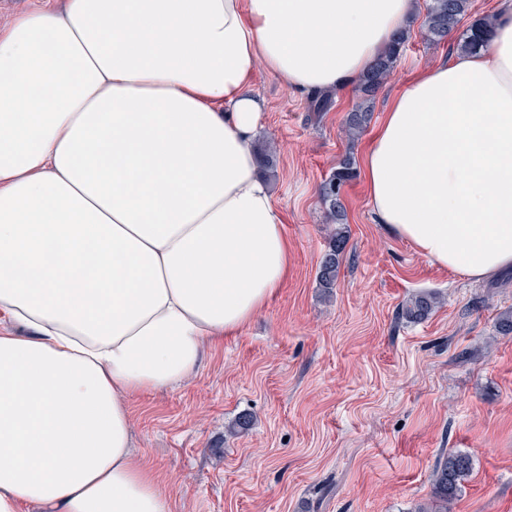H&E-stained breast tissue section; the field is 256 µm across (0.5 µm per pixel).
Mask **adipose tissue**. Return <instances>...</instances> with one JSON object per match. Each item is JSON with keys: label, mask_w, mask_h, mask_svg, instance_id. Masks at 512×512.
I'll list each match as a JSON object with an SVG mask.
<instances>
[{"label": "adipose tissue", "mask_w": 512, "mask_h": 512, "mask_svg": "<svg viewBox=\"0 0 512 512\" xmlns=\"http://www.w3.org/2000/svg\"><path fill=\"white\" fill-rule=\"evenodd\" d=\"M417 0H29L0 25V512H170L129 400L196 375L288 276L254 149L265 71L356 84ZM376 223L468 279L512 268V0L393 98Z\"/></svg>", "instance_id": "ef3b65f1"}]
</instances>
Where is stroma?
Instances as JSON below:
<instances>
[{
    "label": "stroma",
    "mask_w": 512,
    "mask_h": 512,
    "mask_svg": "<svg viewBox=\"0 0 512 512\" xmlns=\"http://www.w3.org/2000/svg\"><path fill=\"white\" fill-rule=\"evenodd\" d=\"M445 43L415 22L392 78L379 91L371 130L343 133L354 90L331 111L265 73L260 140L277 147L270 186L291 245L286 281L238 333L210 348L197 375L130 401L133 446L159 475L171 512H414L431 496L438 459H473L449 512H512V269L480 282L449 273L373 221L364 177L343 190L347 246L332 292L317 282L328 248L319 186L345 154L362 159L390 99L447 60L474 18ZM442 305L409 323L397 312L414 294ZM244 414L253 425L231 435Z\"/></svg>",
    "instance_id": "stroma-1"
}]
</instances>
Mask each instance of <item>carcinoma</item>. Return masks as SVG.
I'll return each mask as SVG.
<instances>
[{"mask_svg": "<svg viewBox=\"0 0 512 512\" xmlns=\"http://www.w3.org/2000/svg\"><path fill=\"white\" fill-rule=\"evenodd\" d=\"M469 0H430L424 22L425 37L431 44H439L448 37L467 14ZM489 17L479 18L470 25L460 48L474 50L487 41ZM408 31L399 32L391 44L380 53L373 66L363 75L355 88L357 104L347 113L344 132L348 137L362 134L372 118V104L380 88L391 76L408 41ZM334 106L332 95L315 93L311 96L308 109L311 112H328ZM260 170L274 172L276 151L267 146H258ZM356 177L353 157L345 155L336 169L320 185V197L331 223L336 229L329 235L328 250L323 255L317 273L321 288H333L338 280L340 267L346 249L343 224L346 223V209L342 199V188ZM439 298L434 293H420L412 296L399 311V316L408 322H420L438 307ZM472 470L470 456L463 452H450L440 459L432 474V494L428 502L421 504L415 512H448L449 506L462 494L463 483Z\"/></svg>", "mask_w": 512, "mask_h": 512, "instance_id": "obj_1", "label": "carcinoma"}]
</instances>
